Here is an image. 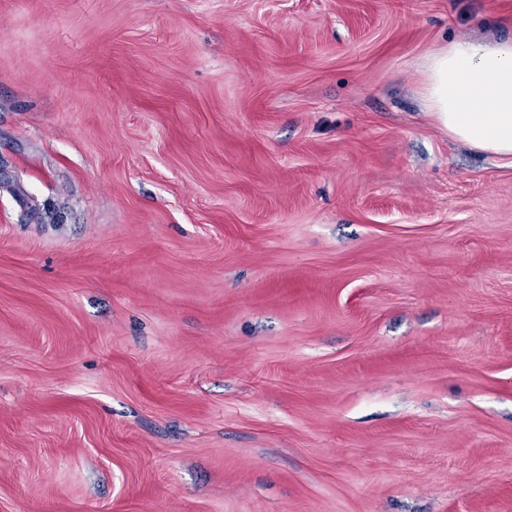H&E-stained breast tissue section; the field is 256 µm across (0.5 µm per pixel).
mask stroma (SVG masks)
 Listing matches in <instances>:
<instances>
[{
    "label": "stroma",
    "instance_id": "1",
    "mask_svg": "<svg viewBox=\"0 0 512 512\" xmlns=\"http://www.w3.org/2000/svg\"><path fill=\"white\" fill-rule=\"evenodd\" d=\"M462 37L512 0H0V512H512Z\"/></svg>",
    "mask_w": 512,
    "mask_h": 512
}]
</instances>
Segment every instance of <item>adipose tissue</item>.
I'll return each mask as SVG.
<instances>
[{"mask_svg": "<svg viewBox=\"0 0 512 512\" xmlns=\"http://www.w3.org/2000/svg\"><path fill=\"white\" fill-rule=\"evenodd\" d=\"M422 74L425 110L449 137L512 165V38L450 42Z\"/></svg>", "mask_w": 512, "mask_h": 512, "instance_id": "1", "label": "adipose tissue"}]
</instances>
